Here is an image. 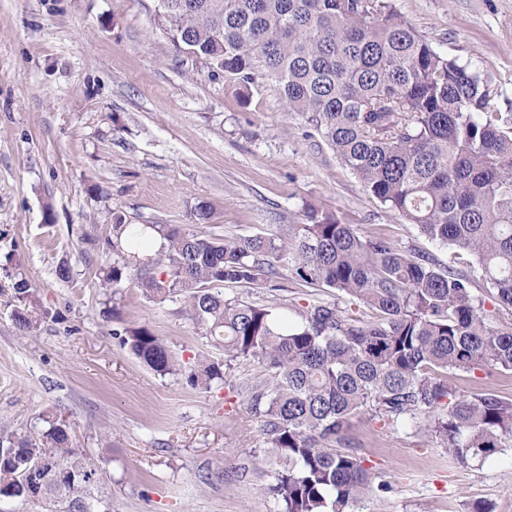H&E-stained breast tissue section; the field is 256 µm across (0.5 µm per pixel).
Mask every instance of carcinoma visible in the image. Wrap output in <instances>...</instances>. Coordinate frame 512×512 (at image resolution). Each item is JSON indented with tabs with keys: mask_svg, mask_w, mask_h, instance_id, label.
<instances>
[{
	"mask_svg": "<svg viewBox=\"0 0 512 512\" xmlns=\"http://www.w3.org/2000/svg\"><path fill=\"white\" fill-rule=\"evenodd\" d=\"M167 0L157 25L180 53L239 84L271 81L290 112L320 133L385 206L453 256L476 259L498 306L512 309V114L489 106L481 77L437 52L402 22L390 0ZM160 246L143 262L151 235ZM112 263L103 285L133 281L149 299L180 296L184 314L224 361L207 357L187 375L194 387L225 382L239 360L265 366L252 385L277 463L266 488L277 512H353L388 486L349 449L354 417L413 425L463 465L512 447V400L458 396L448 372L512 371V323L494 326L473 280L430 257L360 236L330 211L309 206L305 223L273 236H217L175 224L107 225ZM285 268L302 286L377 311L366 321L334 300L299 310L283 328L270 307L223 288L260 285ZM13 319L28 330L44 310L36 289L13 284ZM121 343L153 371H176L166 344L145 325ZM33 435L7 436L0 498L44 512H111L98 468L72 448L70 427L43 419ZM52 456L58 481L34 466Z\"/></svg>",
	"mask_w": 512,
	"mask_h": 512,
	"instance_id": "carcinoma-1",
	"label": "carcinoma"
}]
</instances>
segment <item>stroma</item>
<instances>
[{"label":"stroma","mask_w":512,"mask_h":512,"mask_svg":"<svg viewBox=\"0 0 512 512\" xmlns=\"http://www.w3.org/2000/svg\"><path fill=\"white\" fill-rule=\"evenodd\" d=\"M434 49L478 72L496 111L512 113V0H392ZM155 0H0V429L20 435L64 419L99 469L112 512H275L264 487L276 464L249 412L265 371L234 363L224 385L191 386L198 358L223 359L182 315L124 283L105 296L113 216L131 224L193 222L207 232L280 233L306 205L359 235L448 263V249L368 193L320 136L283 108L270 83L211 75L178 53L154 20ZM68 264L70 281L56 269ZM26 277L47 312L29 331L12 317ZM226 296L274 304L288 324L323 298L280 270L272 287ZM111 301L114 318L103 313ZM147 325L182 368L160 375L126 347ZM461 395L512 399V372H452ZM351 447L391 490L356 512H467L477 500L512 512V448L463 466L421 433L361 416Z\"/></svg>","instance_id":"1"}]
</instances>
